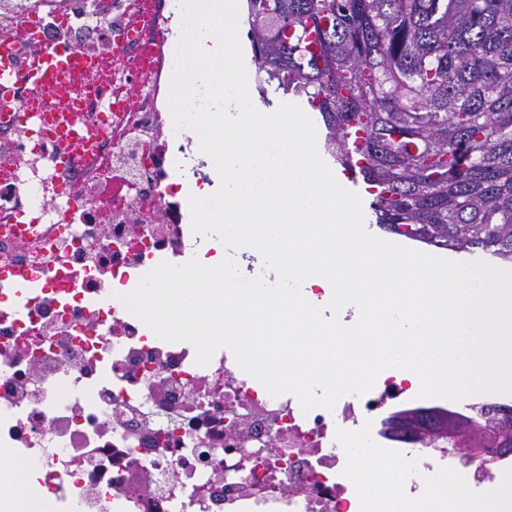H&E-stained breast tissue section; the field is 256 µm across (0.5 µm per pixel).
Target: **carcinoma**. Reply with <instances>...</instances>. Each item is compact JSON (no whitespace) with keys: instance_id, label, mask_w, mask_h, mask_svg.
I'll return each mask as SVG.
<instances>
[{"instance_id":"cac0c4a2","label":"carcinoma","mask_w":512,"mask_h":512,"mask_svg":"<svg viewBox=\"0 0 512 512\" xmlns=\"http://www.w3.org/2000/svg\"><path fill=\"white\" fill-rule=\"evenodd\" d=\"M260 98L321 117L323 152L361 178L376 226L512 264V0H246ZM382 418L380 435L398 434ZM512 448V419H488ZM453 448L455 435L414 440Z\"/></svg>"}]
</instances>
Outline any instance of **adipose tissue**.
<instances>
[{
	"instance_id": "1",
	"label": "adipose tissue",
	"mask_w": 512,
	"mask_h": 512,
	"mask_svg": "<svg viewBox=\"0 0 512 512\" xmlns=\"http://www.w3.org/2000/svg\"><path fill=\"white\" fill-rule=\"evenodd\" d=\"M345 456L354 475L359 512H512L511 482L479 497L464 485L436 477L418 492L404 494L399 463L377 459L356 440L349 443ZM31 477V467L0 451V496L13 512H38L29 494Z\"/></svg>"
}]
</instances>
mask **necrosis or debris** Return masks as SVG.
<instances>
[{"label":"necrosis or debris","instance_id":"4bbe7bcc","mask_svg":"<svg viewBox=\"0 0 512 512\" xmlns=\"http://www.w3.org/2000/svg\"><path fill=\"white\" fill-rule=\"evenodd\" d=\"M186 0H0V30L21 64L65 43L108 61L67 73L54 102L86 142L74 163L35 117L0 124V265L29 289L0 287V449L32 467L43 512H351L341 450L382 446L373 420L402 395L394 382L333 407L304 409L235 372L223 351L148 337L114 299L170 257L200 246L171 176L191 171L189 141L159 101L173 76L174 23ZM417 490L428 470L492 488L454 455L400 442Z\"/></svg>","mask_w":512,"mask_h":512}]
</instances>
